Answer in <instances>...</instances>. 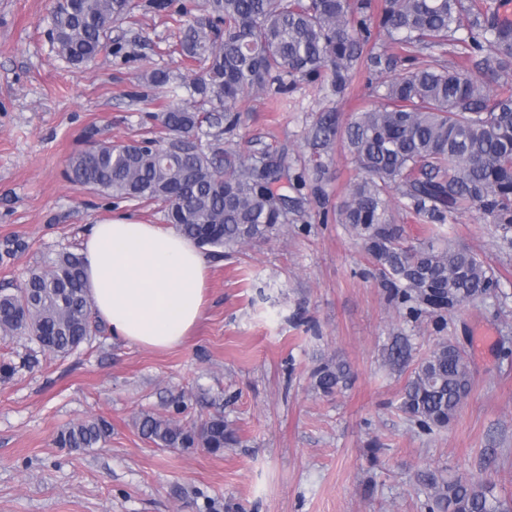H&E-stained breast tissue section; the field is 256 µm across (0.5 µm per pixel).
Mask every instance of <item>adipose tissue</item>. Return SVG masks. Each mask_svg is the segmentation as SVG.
Returning a JSON list of instances; mask_svg holds the SVG:
<instances>
[{"mask_svg":"<svg viewBox=\"0 0 512 512\" xmlns=\"http://www.w3.org/2000/svg\"><path fill=\"white\" fill-rule=\"evenodd\" d=\"M81 255L94 311L114 339L161 351L186 343L210 268L193 239L119 215L91 225Z\"/></svg>","mask_w":512,"mask_h":512,"instance_id":"obj_1","label":"adipose tissue"}]
</instances>
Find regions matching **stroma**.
<instances>
[{"label": "stroma", "mask_w": 512, "mask_h": 512, "mask_svg": "<svg viewBox=\"0 0 512 512\" xmlns=\"http://www.w3.org/2000/svg\"><path fill=\"white\" fill-rule=\"evenodd\" d=\"M112 27V50L77 67L50 37L55 0H0V287L16 288L60 251L76 252L91 224L142 206L72 184L69 156L84 135L141 139L186 90L152 86V71L193 79L169 50L167 12L137 0ZM361 70L337 97L300 82L287 98L249 94L243 123L219 146L245 155L285 150L308 165L306 132L324 107L342 122L378 105ZM355 174L334 149L324 203L309 202L271 239L211 260L207 303L184 346L157 351L100 326L65 356L25 335H0V512H425L416 476L495 481L512 498V250L501 251L478 210L441 228L496 268L500 287L438 317L410 314L335 213ZM466 352L473 383L448 429L423 432L398 411L415 364L439 342ZM345 362L347 389L325 396L313 369ZM149 413L180 423L223 414L241 443L214 455L159 449L139 432ZM92 417L112 425L93 448L57 434Z\"/></svg>", "instance_id": "35a3bbf8"}]
</instances>
